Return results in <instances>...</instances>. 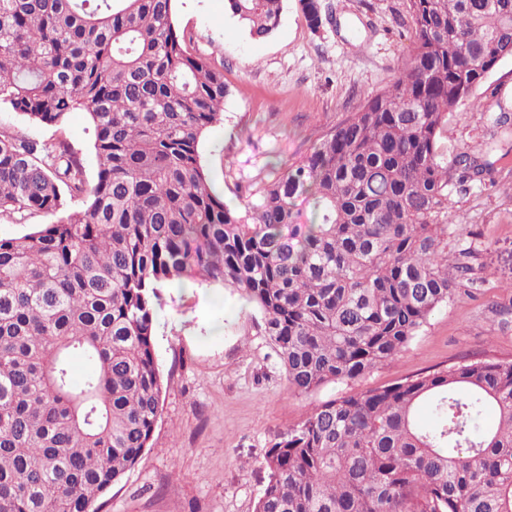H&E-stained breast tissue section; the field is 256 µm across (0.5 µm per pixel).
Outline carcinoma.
<instances>
[{
  "instance_id": "carcinoma-1",
  "label": "carcinoma",
  "mask_w": 512,
  "mask_h": 512,
  "mask_svg": "<svg viewBox=\"0 0 512 512\" xmlns=\"http://www.w3.org/2000/svg\"><path fill=\"white\" fill-rule=\"evenodd\" d=\"M174 2L0 0V108L45 125L86 111L98 160L91 181L67 143L0 128V213L46 219L0 238V512H94L135 466L160 405L162 289L255 304L309 393L402 353L456 294L448 268L469 270L448 202L494 180L441 134L512 58V0H409L393 83L240 207L199 155L224 69L192 52ZM225 2L253 37L279 26L283 0ZM300 5L317 30L318 0ZM265 463L254 512H512V361L329 399Z\"/></svg>"
}]
</instances>
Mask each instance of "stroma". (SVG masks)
Wrapping results in <instances>:
<instances>
[{"instance_id": "stroma-1", "label": "stroma", "mask_w": 512, "mask_h": 512, "mask_svg": "<svg viewBox=\"0 0 512 512\" xmlns=\"http://www.w3.org/2000/svg\"><path fill=\"white\" fill-rule=\"evenodd\" d=\"M319 3V30L310 29L298 0H284L278 29L256 40L225 0H176V22L192 33L195 53L224 67V119L203 136L199 153L225 201L252 199L273 166L309 153L391 85L409 54L408 0ZM504 110L512 112V58L449 114L442 134L448 155L480 157L496 182L449 201L458 232L448 247L473 249L471 281L404 352L361 378L296 394L261 314L237 293L206 282L189 293L164 289L155 331L158 418L134 468L97 501L99 512H254L272 441L322 402L462 362L512 359V321L493 311L512 303V137L490 124ZM0 126L68 143L95 178L85 111L45 126L4 108Z\"/></svg>"}]
</instances>
